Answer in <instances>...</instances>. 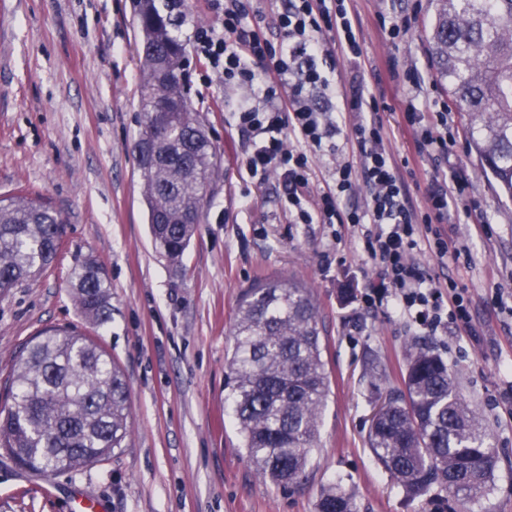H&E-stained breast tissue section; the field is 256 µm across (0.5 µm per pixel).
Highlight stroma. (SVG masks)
<instances>
[{"label":"stroma","instance_id":"35a3bbf8","mask_svg":"<svg viewBox=\"0 0 512 512\" xmlns=\"http://www.w3.org/2000/svg\"><path fill=\"white\" fill-rule=\"evenodd\" d=\"M359 22L361 68L382 97L395 160L408 154L397 123L409 101L447 103L459 163L487 218L455 224L471 264L443 266L421 247L414 261L436 281H455L471 300L478 336L429 332L364 297L377 278L347 224H293L277 177L257 185L228 124L244 89L203 82L189 43L194 24L216 18L210 0H182L174 28L186 43V88L215 148L219 178L201 224L178 262L156 252L146 224L134 145L141 130L140 35L133 0H0V195L24 189L65 217L64 244L39 282L0 294V406L20 351L39 331L74 325L122 369L130 391L126 447L79 471L50 475L20 468L0 450V512H66L84 494L98 512H316L323 488L342 484L358 512H512V200L484 173L468 117L448 96L426 38L431 0H348ZM388 18L415 15L390 38ZM419 69L429 98L379 79L388 60ZM94 256L108 274L112 320L98 329L75 308L74 266ZM292 276L320 307L331 392L309 479L278 488L259 477L225 408L224 375L242 292ZM421 341L447 363L488 425L498 455L491 492L462 504L443 486L410 500L377 462L366 436L380 398L401 388L408 345ZM376 366L380 380L367 369Z\"/></svg>","mask_w":512,"mask_h":512}]
</instances>
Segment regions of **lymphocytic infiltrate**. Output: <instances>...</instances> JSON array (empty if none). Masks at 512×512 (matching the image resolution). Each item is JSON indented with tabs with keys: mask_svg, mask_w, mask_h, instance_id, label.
I'll return each mask as SVG.
<instances>
[{
	"mask_svg": "<svg viewBox=\"0 0 512 512\" xmlns=\"http://www.w3.org/2000/svg\"><path fill=\"white\" fill-rule=\"evenodd\" d=\"M210 6L219 24L195 26L193 48L225 85L252 92L231 115L249 178L262 183L278 175L285 188L284 208L294 223L362 227L363 251L382 287L392 291L387 298L368 294L366 303L387 299L400 314L431 330L451 326L474 333L465 289L453 281L440 285L412 259L425 241L440 263L472 260L470 250L444 230L479 212L467 178L447 169L455 143L447 106L411 104L402 114L410 153L436 163L419 206L385 145L382 103L365 91L358 71L361 45L346 0H285L276 17V39L268 35L264 12L254 0H210ZM340 54L353 71L336 83L319 63ZM316 93L336 98V112L353 115V122L343 126L336 113L315 110L310 98ZM340 136L350 158L337 162L326 188L311 192L314 157L335 152ZM360 184L369 191L365 210L343 209L342 197Z\"/></svg>",
	"mask_w": 512,
	"mask_h": 512,
	"instance_id": "obj_1",
	"label": "lymphocytic infiltrate"
}]
</instances>
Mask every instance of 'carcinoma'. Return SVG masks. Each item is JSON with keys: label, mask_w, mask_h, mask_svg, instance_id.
Masks as SVG:
<instances>
[{"label": "carcinoma", "mask_w": 512, "mask_h": 512, "mask_svg": "<svg viewBox=\"0 0 512 512\" xmlns=\"http://www.w3.org/2000/svg\"><path fill=\"white\" fill-rule=\"evenodd\" d=\"M428 34L448 95L467 113L483 169L512 199V0H434ZM143 52L140 138L156 164L141 171L154 247L179 260L201 224L217 177L212 143L192 111L183 80L184 45L155 0L135 6ZM65 220L46 199L20 190L0 196V292L36 283L52 266ZM70 294L100 327L112 319L107 276L93 259L79 264ZM319 308L310 289L288 279L243 293L231 333L225 401L256 472L296 487L308 478L319 418L330 395ZM0 408V449L36 472L79 470L125 447L129 394L110 354L73 326L37 333L23 347ZM368 447L406 497L439 484L458 501L492 489L498 456L488 428L460 394L448 364L431 348L407 350L403 388L374 415ZM317 512H356L341 485L320 493Z\"/></svg>", "instance_id": "1"}]
</instances>
